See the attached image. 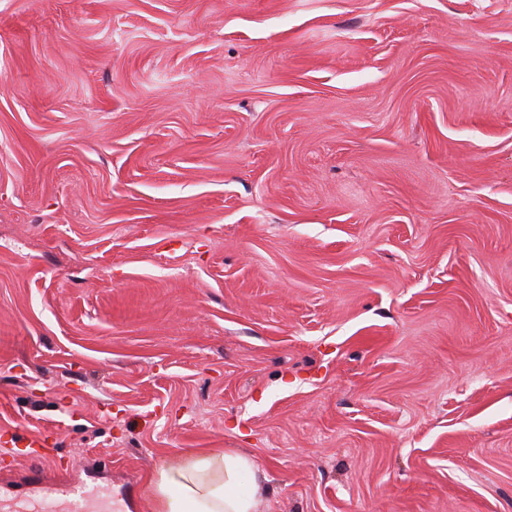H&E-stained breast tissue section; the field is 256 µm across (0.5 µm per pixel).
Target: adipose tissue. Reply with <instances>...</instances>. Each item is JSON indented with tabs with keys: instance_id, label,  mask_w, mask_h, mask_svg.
Masks as SVG:
<instances>
[{
	"instance_id": "ef3b65f1",
	"label": "adipose tissue",
	"mask_w": 512,
	"mask_h": 512,
	"mask_svg": "<svg viewBox=\"0 0 512 512\" xmlns=\"http://www.w3.org/2000/svg\"><path fill=\"white\" fill-rule=\"evenodd\" d=\"M249 486H242V478ZM265 487L252 457L235 448L201 450L161 469L153 485L156 512H255Z\"/></svg>"
}]
</instances>
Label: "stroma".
Wrapping results in <instances>:
<instances>
[{"label":"stroma","mask_w":512,"mask_h":512,"mask_svg":"<svg viewBox=\"0 0 512 512\" xmlns=\"http://www.w3.org/2000/svg\"><path fill=\"white\" fill-rule=\"evenodd\" d=\"M3 433L112 512L207 448L512 512V0H0Z\"/></svg>","instance_id":"obj_1"}]
</instances>
